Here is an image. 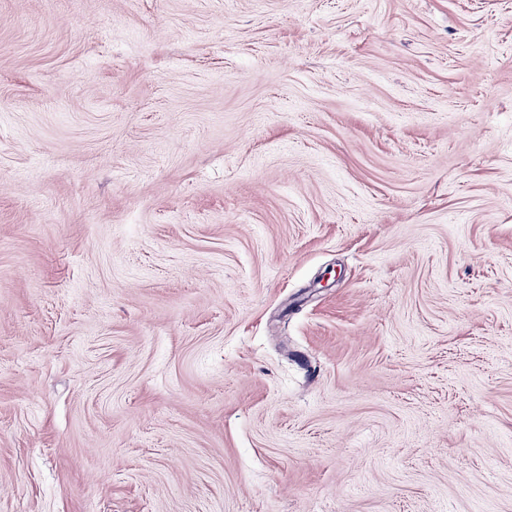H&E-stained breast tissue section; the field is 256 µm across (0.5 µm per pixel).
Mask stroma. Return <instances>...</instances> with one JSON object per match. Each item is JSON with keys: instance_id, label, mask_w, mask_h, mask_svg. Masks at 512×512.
I'll list each match as a JSON object with an SVG mask.
<instances>
[{"instance_id": "1", "label": "stroma", "mask_w": 512, "mask_h": 512, "mask_svg": "<svg viewBox=\"0 0 512 512\" xmlns=\"http://www.w3.org/2000/svg\"><path fill=\"white\" fill-rule=\"evenodd\" d=\"M0 512H512V0H0Z\"/></svg>"}]
</instances>
